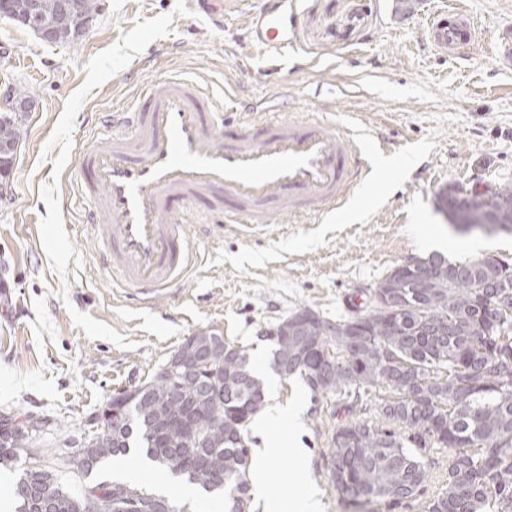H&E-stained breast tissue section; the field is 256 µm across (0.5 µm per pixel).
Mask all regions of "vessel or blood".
Segmentation results:
<instances>
[{
    "label": "vessel or blood",
    "mask_w": 512,
    "mask_h": 512,
    "mask_svg": "<svg viewBox=\"0 0 512 512\" xmlns=\"http://www.w3.org/2000/svg\"><path fill=\"white\" fill-rule=\"evenodd\" d=\"M297 0H274L250 15L252 45L297 49ZM426 33L452 55L478 42L460 6L434 12ZM142 108L104 116L112 138L81 161L92 205L86 219L108 228L101 259L122 288L157 296L181 280L194 255L185 225L172 223L170 204L214 192L232 200L228 224H264L271 212L324 214L347 200L368 176L363 148L343 144L325 121H254L242 113L224 127L222 107L206 108L198 85L174 77L148 84Z\"/></svg>",
    "instance_id": "vessel-or-blood-1"
}]
</instances>
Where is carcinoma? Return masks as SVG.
<instances>
[{"instance_id": "cac0c4a2", "label": "carcinoma", "mask_w": 512, "mask_h": 512, "mask_svg": "<svg viewBox=\"0 0 512 512\" xmlns=\"http://www.w3.org/2000/svg\"><path fill=\"white\" fill-rule=\"evenodd\" d=\"M19 137L16 113L1 112L0 143L16 147ZM417 262L437 271L430 291L416 286L415 268L390 271L401 312L371 298L333 324L315 312L303 348L271 337L272 369L300 378L315 396L378 393L382 422L349 421L328 449L329 479L351 504L395 509L416 501L440 465L434 451L446 450L444 488L425 512H512V289L496 288L512 267L493 255L452 261L438 252ZM352 321L365 336L357 347L339 335ZM211 361L224 384L210 395L190 376L176 394L155 376L152 390L121 406V426L85 445L79 460L96 468L135 448L172 476L223 495L224 512H251L248 425L265 405L264 385L242 348L228 343ZM187 406L196 408L194 429L161 432ZM27 484L40 495L14 491L15 512H72L75 496L52 471L23 469L15 487ZM116 490L134 497L138 512L159 502L189 512L171 496L126 482L96 484L93 512H116Z\"/></svg>"}]
</instances>
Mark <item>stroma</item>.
<instances>
[{
  "label": "stroma",
  "instance_id": "1",
  "mask_svg": "<svg viewBox=\"0 0 512 512\" xmlns=\"http://www.w3.org/2000/svg\"><path fill=\"white\" fill-rule=\"evenodd\" d=\"M266 0H218L222 19L191 0H100L85 32L48 43L0 16V95H28L21 138L0 199V416L43 424L42 465L77 458L97 432L109 397L150 379L199 330H214L263 363L271 404L295 407L300 423L274 424L306 460L284 453L268 492L291 503L315 486L324 512H359L333 488L327 450L348 420L334 394L312 396L299 378L274 375L263 331L300 308L350 317L362 292L398 264L440 250L512 264V233L456 232L435 210L436 193L512 183V0H460L479 44L455 56L426 39L430 14L448 0H299L300 51L308 68L267 53L247 37L249 13ZM161 76L197 81L237 106L280 96L283 118L322 119L384 133L392 153L349 207L321 217L273 214L252 230L214 217L194 226L197 255L186 280L151 300L116 288L99 261L103 233L87 225L78 160L112 136L100 113L126 108ZM191 512H224L220 497L187 482L154 480Z\"/></svg>",
  "mask_w": 512,
  "mask_h": 512
}]
</instances>
